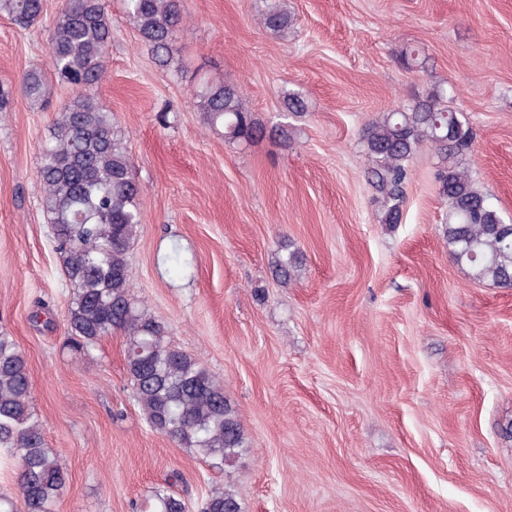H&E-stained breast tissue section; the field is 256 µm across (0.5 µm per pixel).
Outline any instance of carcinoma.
<instances>
[{"label": "carcinoma", "mask_w": 512, "mask_h": 512, "mask_svg": "<svg viewBox=\"0 0 512 512\" xmlns=\"http://www.w3.org/2000/svg\"><path fill=\"white\" fill-rule=\"evenodd\" d=\"M139 41L166 66L177 51L185 17L180 0H123ZM29 29L43 20L44 0H0V14ZM260 22L286 36L293 18L279 3ZM112 44L107 0H63L49 29L48 68L76 95L58 112L41 147L38 179L64 273L72 289L66 335L69 349L90 352L112 334L125 338L126 369L149 426L181 448L221 468L246 447L236 409L224 384L199 361L171 343L168 327L152 317L132 291L128 254L143 217L144 188L132 174L121 131L112 112L91 90L104 79ZM47 71V72H49ZM41 68L26 71L20 87L41 104L47 80ZM205 123L235 143L271 135L288 140V124L271 130L259 123L232 83L203 80L196 92ZM285 110L303 113L301 92L283 96ZM366 178L374 188L378 222H402L410 163L423 148L438 158V194L448 206L442 234L451 260L472 280L512 288V220L477 189L466 164L474 133L463 113L440 91L380 112L361 131ZM303 252L280 240L270 269L281 284L300 279ZM0 448L17 456L19 498L0 497V512H54L68 479L67 468L46 447L31 403L28 361L10 337L0 335ZM153 512H190L185 499L166 487L152 490ZM199 512H241L235 495L213 489Z\"/></svg>", "instance_id": "cac0c4a2"}]
</instances>
